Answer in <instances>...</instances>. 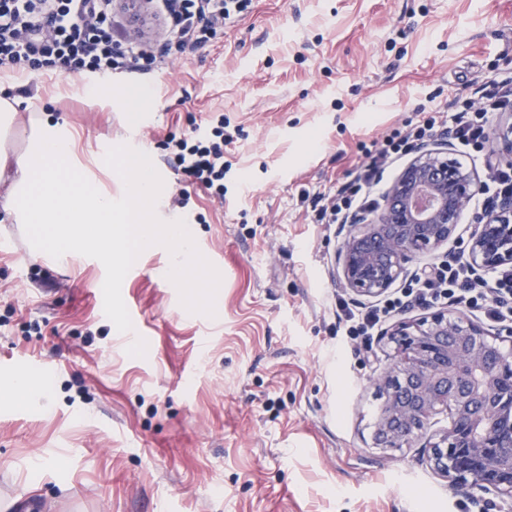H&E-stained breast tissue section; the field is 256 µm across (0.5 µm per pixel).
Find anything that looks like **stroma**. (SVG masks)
Returning a JSON list of instances; mask_svg holds the SVG:
<instances>
[{
  "instance_id": "stroma-1",
  "label": "stroma",
  "mask_w": 512,
  "mask_h": 512,
  "mask_svg": "<svg viewBox=\"0 0 512 512\" xmlns=\"http://www.w3.org/2000/svg\"><path fill=\"white\" fill-rule=\"evenodd\" d=\"M86 73L16 74L32 112L78 134L92 182L122 197L121 156L148 92L159 140L224 113L243 130L225 154L223 201L167 182L153 214L193 234L187 281L165 250L110 269L98 251L35 253L26 224L0 223V387L16 361L55 371L39 401L0 394V512H495L453 492L423 449L374 447L373 377L391 347L336 331L347 225L315 221L311 196L352 183L365 148L420 112L451 110L512 78V0H253L215 46L150 74L111 75V94L74 93ZM111 156H104V147ZM477 212L446 245L467 251Z\"/></svg>"
}]
</instances>
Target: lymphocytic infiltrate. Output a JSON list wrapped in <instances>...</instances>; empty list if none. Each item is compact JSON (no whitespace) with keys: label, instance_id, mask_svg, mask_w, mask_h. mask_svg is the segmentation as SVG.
I'll return each mask as SVG.
<instances>
[{"label":"lymphocytic infiltrate","instance_id":"obj_1","mask_svg":"<svg viewBox=\"0 0 512 512\" xmlns=\"http://www.w3.org/2000/svg\"><path fill=\"white\" fill-rule=\"evenodd\" d=\"M251 5L252 0H152L150 11L159 40L129 41L124 37L128 10L112 0H0V69H45L62 77L85 70L148 74L182 58L187 50L218 43L225 28L247 14ZM511 108V87L483 91L477 99H465L460 111L423 113L410 129H395L372 141L366 151L368 162L354 182L329 200L313 197L318 223L344 224L353 209L372 206L369 190L384 163L409 153L435 132L483 151L492 115ZM233 141L220 112L210 117L206 127L194 126L161 141L182 184L178 204L187 203L194 186L223 198L229 170L224 148ZM415 302L480 308L492 321H512V269L482 275L473 265L451 256L415 274L401 296L387 300L383 307L356 311L340 300L336 314L347 335L365 336L382 315Z\"/></svg>","mask_w":512,"mask_h":512}]
</instances>
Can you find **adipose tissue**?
Here are the masks:
<instances>
[{"label": "adipose tissue", "mask_w": 512, "mask_h": 512, "mask_svg": "<svg viewBox=\"0 0 512 512\" xmlns=\"http://www.w3.org/2000/svg\"><path fill=\"white\" fill-rule=\"evenodd\" d=\"M74 152L75 141L65 126L46 114L32 119L21 151L12 155L0 145V185L6 200L1 209L15 223L40 227L34 249L61 254L96 250L108 258L113 240L133 224L138 250L172 243L167 272L185 279L195 260L192 233L179 224L151 223L143 210L162 194L153 170L139 155H131L124 164L125 197L119 201L78 175Z\"/></svg>", "instance_id": "1"}]
</instances>
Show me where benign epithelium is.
Listing matches in <instances>:
<instances>
[{
  "instance_id": "obj_1",
  "label": "benign epithelium",
  "mask_w": 512,
  "mask_h": 512,
  "mask_svg": "<svg viewBox=\"0 0 512 512\" xmlns=\"http://www.w3.org/2000/svg\"><path fill=\"white\" fill-rule=\"evenodd\" d=\"M128 7L140 14L131 29L138 38L148 3L131 0ZM448 151L419 152L376 214L349 221L339 260L342 284L354 295L385 293L408 274L414 257L454 234L476 181ZM469 253L480 268L512 266V199L477 225ZM387 336L392 363L374 379L381 404L373 443L399 450L420 442L452 489H476L512 512V329L492 336L447 311L401 322ZM441 413L448 414V425L428 434Z\"/></svg>"
}]
</instances>
